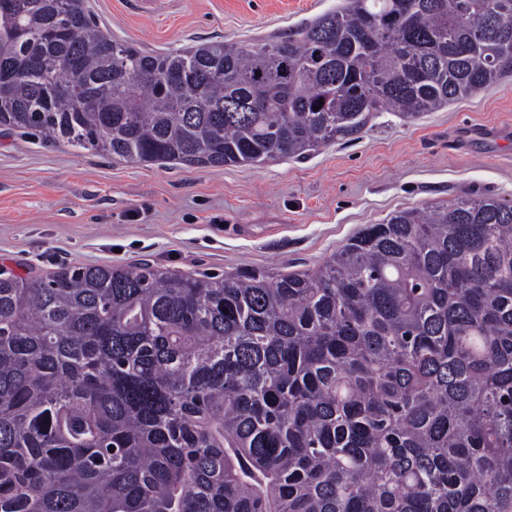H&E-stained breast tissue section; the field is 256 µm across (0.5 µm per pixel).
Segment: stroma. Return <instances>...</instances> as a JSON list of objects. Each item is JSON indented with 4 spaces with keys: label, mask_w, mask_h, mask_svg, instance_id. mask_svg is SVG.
Returning <instances> with one entry per match:
<instances>
[{
    "label": "stroma",
    "mask_w": 512,
    "mask_h": 512,
    "mask_svg": "<svg viewBox=\"0 0 512 512\" xmlns=\"http://www.w3.org/2000/svg\"><path fill=\"white\" fill-rule=\"evenodd\" d=\"M113 38L147 53L263 42L342 0H167L152 14L86 0ZM475 194L512 201V72L406 122L373 116L354 140L261 166L127 163L0 130V270L72 265L181 275L317 268L366 224Z\"/></svg>",
    "instance_id": "1"
}]
</instances>
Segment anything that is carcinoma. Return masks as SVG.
Instances as JSON below:
<instances>
[{
    "instance_id": "cac0c4a2",
    "label": "carcinoma",
    "mask_w": 512,
    "mask_h": 512,
    "mask_svg": "<svg viewBox=\"0 0 512 512\" xmlns=\"http://www.w3.org/2000/svg\"><path fill=\"white\" fill-rule=\"evenodd\" d=\"M507 71L512 0L158 54L0 0V128L131 163L305 158ZM0 512H512V203L403 208L279 276L0 271Z\"/></svg>"
}]
</instances>
